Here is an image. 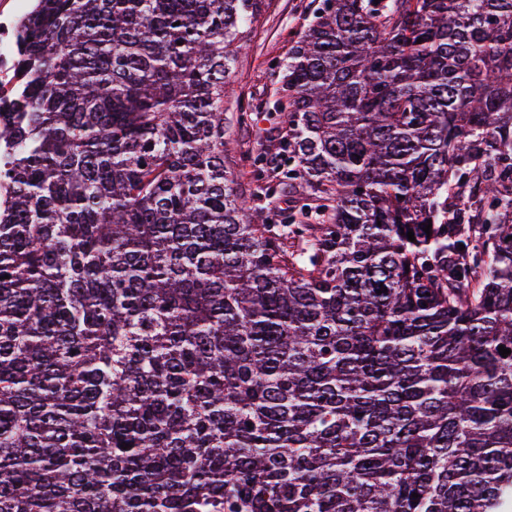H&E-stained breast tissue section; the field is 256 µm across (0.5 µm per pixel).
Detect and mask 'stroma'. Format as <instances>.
Segmentation results:
<instances>
[{
  "label": "stroma",
  "mask_w": 512,
  "mask_h": 512,
  "mask_svg": "<svg viewBox=\"0 0 512 512\" xmlns=\"http://www.w3.org/2000/svg\"><path fill=\"white\" fill-rule=\"evenodd\" d=\"M320 2L271 0L269 9L249 29L247 46L238 54L229 73L230 92L224 99V113L231 116L248 112L253 122L246 127L230 128L226 136L228 158H238L260 144L271 153H278L286 127L273 111L280 83L271 65L275 59L286 55L291 37L300 34ZM287 169L288 164L283 159L266 166L263 183L268 186V193L257 195L250 191L246 194L248 207L263 212L273 224L284 223L295 204L288 192Z\"/></svg>",
  "instance_id": "stroma-1"
}]
</instances>
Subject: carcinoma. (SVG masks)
Listing matches in <instances>:
<instances>
[{
	"mask_svg": "<svg viewBox=\"0 0 512 512\" xmlns=\"http://www.w3.org/2000/svg\"><path fill=\"white\" fill-rule=\"evenodd\" d=\"M269 6L24 14L0 512H512V0H324L275 62L286 224L224 155Z\"/></svg>",
	"mask_w": 512,
	"mask_h": 512,
	"instance_id": "obj_1",
	"label": "carcinoma"
}]
</instances>
